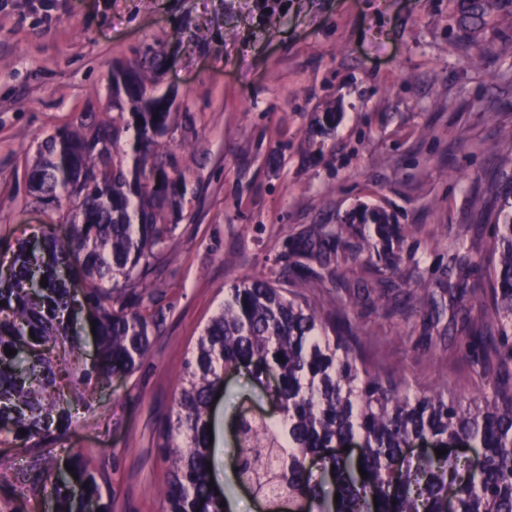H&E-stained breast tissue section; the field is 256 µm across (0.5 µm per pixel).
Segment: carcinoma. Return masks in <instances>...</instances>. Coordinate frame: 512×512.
<instances>
[{
  "mask_svg": "<svg viewBox=\"0 0 512 512\" xmlns=\"http://www.w3.org/2000/svg\"><path fill=\"white\" fill-rule=\"evenodd\" d=\"M161 67L154 51L134 63L126 85L114 82L113 96H126L131 109L125 129L134 135L124 151L131 164L114 159L122 128L99 123L46 139L28 174L43 203L65 200L72 217L64 230L43 231L0 265V434L13 436L23 452L53 447L73 412L89 408L114 371L133 372L150 352L155 323L140 311L151 296L146 273L175 231L168 217L180 214L188 193L159 150L172 124L167 99L152 94L149 75ZM484 208L491 241L483 283L432 286L417 261L411 285L431 318L441 320L449 308L464 313L461 342L485 381L479 398L443 387L415 390L366 365L346 306L290 291L297 283L348 288L343 269L356 263L369 274L356 287H395L399 235L383 214L371 212L369 224H313L292 239L285 270L245 276L228 289L186 361L162 445L169 469L164 512H226L225 492L208 487L207 425L224 373L241 365L275 375L271 397L282 408L261 418L240 412L235 421V481L251 486L267 512H281L285 501L292 512H512V176L489 187ZM448 253L459 269L471 265L466 239H449ZM76 279L83 284L78 295L68 287ZM83 313L94 323L91 363L71 332ZM58 372L75 376L82 389L56 387ZM417 440L446 454L406 456ZM351 443L354 454L335 452ZM457 444L474 447L478 466L461 460ZM311 458L320 462L318 480ZM50 470L58 474L54 512H111L95 469L75 471L76 493L48 452L25 469L23 481L35 488Z\"/></svg>",
  "mask_w": 512,
  "mask_h": 512,
  "instance_id": "carcinoma-1",
  "label": "carcinoma"
}]
</instances>
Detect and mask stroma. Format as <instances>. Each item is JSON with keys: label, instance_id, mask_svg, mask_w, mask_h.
I'll return each instance as SVG.
<instances>
[{"label": "stroma", "instance_id": "1", "mask_svg": "<svg viewBox=\"0 0 512 512\" xmlns=\"http://www.w3.org/2000/svg\"><path fill=\"white\" fill-rule=\"evenodd\" d=\"M150 48L165 59L156 91L174 99L163 152L189 192L147 276L149 355L73 418L55 455L80 450L112 512H162L174 399L225 290L286 263L309 225L357 224L367 208L404 242L399 287L341 294L364 361L478 397L482 377L428 336L404 283L416 259L428 279H457L455 235L486 252V190L512 173V0H0V260L68 222L29 187L39 146L87 113L112 121L113 71ZM242 406L271 409L244 369L215 402L210 462L237 512H259L233 477ZM34 459L0 445V512H42L49 491L16 482Z\"/></svg>", "mask_w": 512, "mask_h": 512}]
</instances>
